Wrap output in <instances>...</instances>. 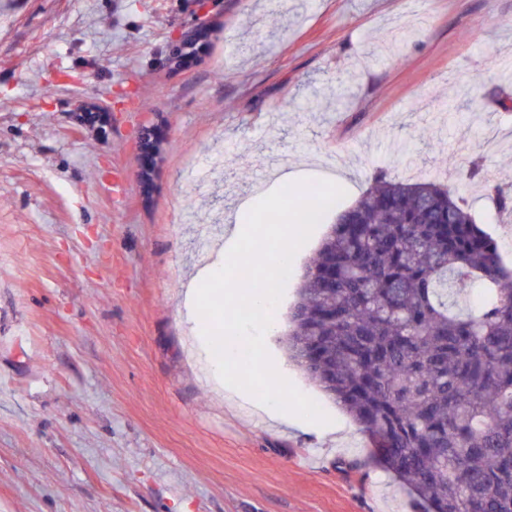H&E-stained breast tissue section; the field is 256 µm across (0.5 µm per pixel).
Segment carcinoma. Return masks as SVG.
Masks as SVG:
<instances>
[{
    "label": "carcinoma",
    "instance_id": "obj_1",
    "mask_svg": "<svg viewBox=\"0 0 512 512\" xmlns=\"http://www.w3.org/2000/svg\"><path fill=\"white\" fill-rule=\"evenodd\" d=\"M284 346L425 512H512V267L447 186L378 173L307 266Z\"/></svg>",
    "mask_w": 512,
    "mask_h": 512
}]
</instances>
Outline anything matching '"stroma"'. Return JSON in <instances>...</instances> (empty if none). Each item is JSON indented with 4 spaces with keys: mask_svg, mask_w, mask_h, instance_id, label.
Returning a JSON list of instances; mask_svg holds the SVG:
<instances>
[{
    "mask_svg": "<svg viewBox=\"0 0 512 512\" xmlns=\"http://www.w3.org/2000/svg\"><path fill=\"white\" fill-rule=\"evenodd\" d=\"M507 61L512 0H0V512H420L280 341L328 223L265 335L328 425L207 383L191 327L224 297L191 313L182 292L300 162L349 181L343 208L381 171L441 182L512 265L484 184L512 189Z\"/></svg>",
    "mask_w": 512,
    "mask_h": 512,
    "instance_id": "stroma-1",
    "label": "stroma"
}]
</instances>
